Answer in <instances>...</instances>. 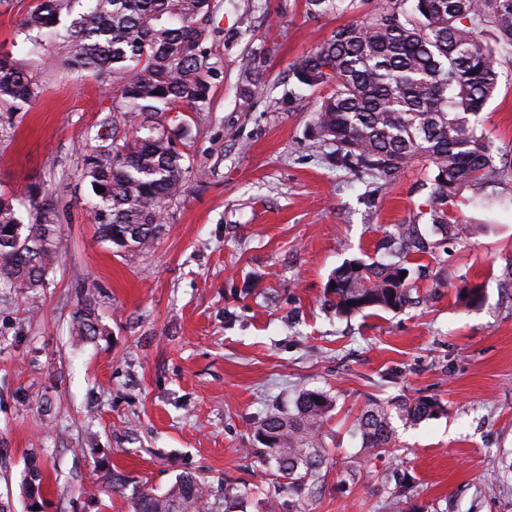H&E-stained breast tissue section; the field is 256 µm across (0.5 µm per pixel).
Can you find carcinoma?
<instances>
[{"instance_id": "1", "label": "carcinoma", "mask_w": 512, "mask_h": 512, "mask_svg": "<svg viewBox=\"0 0 512 512\" xmlns=\"http://www.w3.org/2000/svg\"><path fill=\"white\" fill-rule=\"evenodd\" d=\"M69 0H38L23 26L36 43L59 35ZM86 12L71 21L65 38L67 64L77 72L119 79L120 108L136 125L123 144L88 146L82 177L101 186L93 221L99 234L127 251L153 243L163 211L184 193L189 168L172 132L155 121L165 108L201 107L220 74L207 43L220 0H85ZM354 0H308L317 12H340ZM493 35L512 52V0H379L362 20L336 28L316 50L297 58L289 74L299 83L326 87L310 123L315 143L333 146L336 165L360 169L385 183L411 163L429 162L433 177L424 200L430 229L392 224L384 231L386 255L353 259L336 268L325 295L339 317L367 310H403L412 300V277L400 258L426 254L431 233L463 243L477 224L455 216L462 203L490 207L496 188L512 181V155L495 154L478 132L480 114L499 86V59L481 36ZM40 93L27 72L0 58V100L27 105ZM28 212L23 221L20 209ZM56 204L30 190L0 194V288H39L56 260ZM336 287H331V284ZM465 304L484 302L481 286L459 293ZM95 304L88 297L75 312L79 336L96 334ZM336 399L307 390L292 407L260 422L256 436L273 466V493L266 512H277L283 495L291 512H307V501L324 479L320 442ZM391 413L369 404L358 418L361 448L369 455L396 442L393 416L418 424L445 411L433 397L404 400ZM241 494L227 481L186 475L156 494L134 489L131 512H237Z\"/></svg>"}]
</instances>
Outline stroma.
Listing matches in <instances>:
<instances>
[{
  "instance_id": "stroma-1",
  "label": "stroma",
  "mask_w": 512,
  "mask_h": 512,
  "mask_svg": "<svg viewBox=\"0 0 512 512\" xmlns=\"http://www.w3.org/2000/svg\"><path fill=\"white\" fill-rule=\"evenodd\" d=\"M37 0L0 6V56L40 88L22 110L0 102V189L31 188L58 203V259L42 288H0V501L11 512H130L106 492L114 470L129 487L163 493L179 476L246 486L244 512H263L271 475L251 450L274 406L321 389L336 405L325 425L327 476L309 512H512V183L467 243L409 259L419 304L336 316L325 285L344 261L374 255L393 224L421 220L419 162L386 189L333 165L308 124L320 90L289 65L361 20L306 0H224L211 46L222 74L204 109L159 115L190 129L176 146L190 173L150 248L102 240L82 150L105 130L134 127L119 83L78 75L57 44L31 52L21 32ZM481 129L512 150V55ZM482 284L468 308L459 288ZM93 295L98 333L72 334ZM437 398L444 414L397 423L395 456L366 458L353 424L370 403ZM42 481L25 480L30 462Z\"/></svg>"
}]
</instances>
